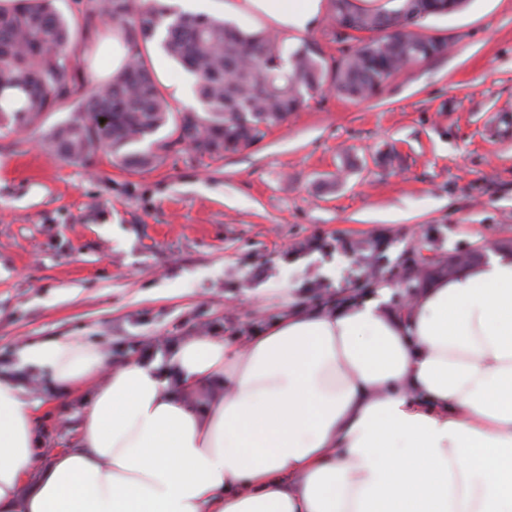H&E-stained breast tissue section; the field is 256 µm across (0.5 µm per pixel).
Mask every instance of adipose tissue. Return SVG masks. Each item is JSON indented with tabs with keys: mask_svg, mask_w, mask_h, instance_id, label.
Listing matches in <instances>:
<instances>
[{
	"mask_svg": "<svg viewBox=\"0 0 512 512\" xmlns=\"http://www.w3.org/2000/svg\"><path fill=\"white\" fill-rule=\"evenodd\" d=\"M322 0H224L283 35ZM290 313L243 342L197 338L172 374L72 340L28 347L94 383L81 445L41 462L33 401L0 379V512H512V255Z\"/></svg>",
	"mask_w": 512,
	"mask_h": 512,
	"instance_id": "obj_1",
	"label": "adipose tissue"
}]
</instances>
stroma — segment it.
Wrapping results in <instances>:
<instances>
[{
    "label": "stroma",
    "instance_id": "obj_1",
    "mask_svg": "<svg viewBox=\"0 0 512 512\" xmlns=\"http://www.w3.org/2000/svg\"><path fill=\"white\" fill-rule=\"evenodd\" d=\"M447 52L352 102L331 87L224 157L185 148L130 172L109 156L72 163L37 134L0 130V377L38 401L40 456L79 445L91 388L71 391L23 358L75 339L123 362L166 369L155 345L200 326L244 341L286 313L338 303L362 264L405 305L406 259L439 270L448 254L512 242V0H467L415 27ZM327 67L353 51L330 9L304 36ZM318 238L326 251L294 254ZM382 240L360 257L342 245ZM329 283L317 290L313 281Z\"/></svg>",
    "mask_w": 512,
    "mask_h": 512
}]
</instances>
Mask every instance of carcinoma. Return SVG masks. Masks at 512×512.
I'll return each instance as SVG.
<instances>
[{
	"label": "carcinoma",
	"instance_id": "obj_1",
	"mask_svg": "<svg viewBox=\"0 0 512 512\" xmlns=\"http://www.w3.org/2000/svg\"><path fill=\"white\" fill-rule=\"evenodd\" d=\"M456 0H403L396 9L366 12L353 0H331L334 20L348 14L381 36L345 40L356 49L336 64L332 83L350 100L377 95L410 63L442 55L426 36L405 29L427 15L455 11ZM88 12L124 26L129 58L122 71L98 86L75 115L41 135L59 158L89 163L98 152L140 171L164 162L183 144L200 156L220 158L262 137L324 87L328 70L308 44L284 56L279 37L260 28L243 30L221 18L175 10L161 0H89ZM55 0H14L0 6V127L15 132L41 127L76 91L78 37ZM161 50L195 79L198 109L171 111L141 46L158 34ZM109 122L101 125L100 115ZM169 129L165 138L154 136Z\"/></svg>",
	"mask_w": 512,
	"mask_h": 512
}]
</instances>
